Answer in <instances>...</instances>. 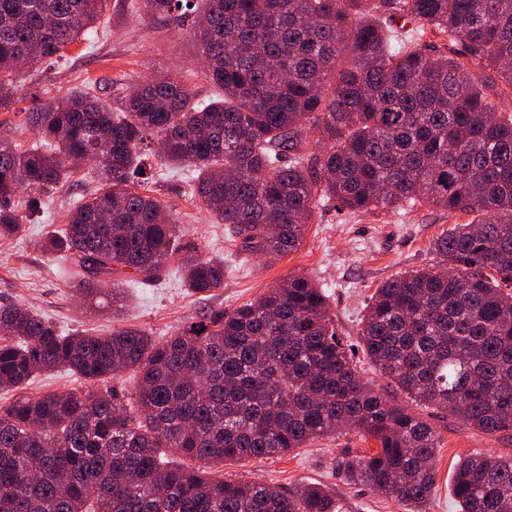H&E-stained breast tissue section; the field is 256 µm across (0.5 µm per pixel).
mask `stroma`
Instances as JSON below:
<instances>
[{"label": "stroma", "mask_w": 512, "mask_h": 512, "mask_svg": "<svg viewBox=\"0 0 512 512\" xmlns=\"http://www.w3.org/2000/svg\"><path fill=\"white\" fill-rule=\"evenodd\" d=\"M191 28V19L170 24L136 11L134 0H109L96 43H73L65 59L20 73L9 111L0 112V135L19 148H28L36 140L29 121L35 104L75 92L116 102L138 80L154 74L181 81L196 98L215 96L214 85L197 62L199 45ZM96 185L92 168L80 167L57 189L43 194L39 214L24 224L18 237L0 240V305H23L66 333L88 330L107 335L115 328H137L161 340L211 311H233L288 276L302 274L325 290L337 334L344 343L353 344L376 288L395 276L436 265L434 239L469 220L468 215L451 216L426 203L408 210L353 214L329 202L314 209L299 248L270 263L243 252L226 225L214 222L192 195L190 172L158 168L147 186L149 193L171 210L183 245L195 248L204 258H223L224 286L207 295L187 293L173 258L160 280L125 283L126 301L115 311L79 300L69 264L40 249L47 236L62 229L66 210ZM84 385L81 377L65 370L41 373L21 391L0 389V407L8 406L20 393L37 396ZM433 424L442 436V448L429 512H458L452 484L459 458L471 453L508 454L512 443L475 432L452 416L434 419ZM374 446V441L346 430L284 456L229 461L212 466L211 472L216 477L286 487L325 483L337 489L343 512H408L401 502L337 479L332 463L340 451L368 452Z\"/></svg>", "instance_id": "obj_1"}]
</instances>
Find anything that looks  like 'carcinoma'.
Returning <instances> with one entry per match:
<instances>
[{
    "mask_svg": "<svg viewBox=\"0 0 512 512\" xmlns=\"http://www.w3.org/2000/svg\"><path fill=\"white\" fill-rule=\"evenodd\" d=\"M108 0H0V112L16 77L94 35ZM150 17L194 29L220 91L197 100L180 82L134 84L121 109L89 92L37 106V140L0 137V239L20 233L87 153L101 186L67 214L43 250L79 268L74 288L119 307L114 275L160 277L179 255L194 294L224 287V260L182 248L177 225L138 191L139 146L158 165L192 169V194L241 239L276 260L298 248L324 199L354 212L427 203L486 214L438 237L441 268L384 282L358 347L387 380L366 386L355 348L336 332L328 296L290 275L230 313L165 340L120 328L61 334L20 305H0V388L68 370L89 389L0 407V512H343L336 491L214 477V462L269 458L351 428L374 453L334 459L339 480L427 512L442 447L435 427L395 402L512 438V114L472 68L512 89V0H140ZM419 23L399 33L381 17ZM461 49L421 46L420 31ZM313 130L325 148L303 151ZM136 372L135 408L106 388ZM461 512H512V453L460 458Z\"/></svg>",
    "mask_w": 512,
    "mask_h": 512,
    "instance_id": "obj_1",
    "label": "carcinoma"
}]
</instances>
